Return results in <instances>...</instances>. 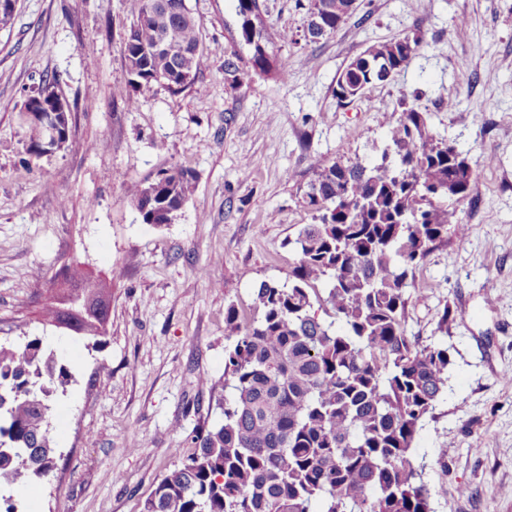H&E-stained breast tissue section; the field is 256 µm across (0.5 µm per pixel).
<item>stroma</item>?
Masks as SVG:
<instances>
[{
	"label": "stroma",
	"mask_w": 512,
	"mask_h": 512,
	"mask_svg": "<svg viewBox=\"0 0 512 512\" xmlns=\"http://www.w3.org/2000/svg\"><path fill=\"white\" fill-rule=\"evenodd\" d=\"M359 2L312 42L309 0H259L297 37L281 48L283 84L253 67L233 0H186L207 64L181 91L133 90L134 107L116 94L133 0H19L0 28V343L40 338L74 377L53 404L56 467L19 496L23 512H140L195 430L222 419L225 311L248 321L258 284L287 282V241L312 221L300 199L313 159L375 161L387 113L412 92L433 133L496 159L478 168L477 200L456 205L468 238L438 245L416 273L429 290L412 297L406 331L448 345L453 365L414 452L433 512H512V0ZM407 34L422 47L406 70L338 104L347 64ZM231 56L245 74L236 89ZM52 77L70 136L36 159L19 111ZM173 165L194 175L191 198L174 223H143L127 182ZM72 261L112 283L97 346L40 317Z\"/></svg>",
	"instance_id": "obj_1"
}]
</instances>
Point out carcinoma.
Wrapping results in <instances>:
<instances>
[{"instance_id":"carcinoma-1","label":"carcinoma","mask_w":512,"mask_h":512,"mask_svg":"<svg viewBox=\"0 0 512 512\" xmlns=\"http://www.w3.org/2000/svg\"><path fill=\"white\" fill-rule=\"evenodd\" d=\"M162 1L167 13L159 22ZM135 2V21L123 37L130 79L117 91L132 105L130 90H181L206 64L199 23L185 0ZM248 2L235 5L241 40L254 67L282 81L289 60L279 47L294 35L245 19ZM319 3L314 40L355 13L348 0H310L309 7ZM163 35L174 52L154 50ZM420 48L410 35L368 46L338 77L337 102L390 82ZM57 98L46 83L21 110L34 158L47 153L46 132L27 113L35 104L52 112ZM385 129L387 145L372 163L314 160L301 197L314 223L288 241L298 257L288 282H261L256 317L243 326L234 306L225 311L235 336L224 349V386L233 398L219 403L223 419L196 431L194 452L160 479L142 512H433L413 442L448 385L452 360L448 347L407 336L408 289L426 293L415 270L436 246L467 235L445 201L472 199L478 175L468 154L433 133L428 113L409 105L406 94ZM194 183L189 170L171 166L130 182L127 194L161 225L181 211ZM56 278L91 305L78 316L52 303L42 309L44 321L70 324L100 343L112 283L77 263L61 266ZM319 283L324 297L316 293ZM320 309L332 320L320 319ZM71 382L41 339L0 344V485L30 484L53 472L52 401Z\"/></svg>"}]
</instances>
